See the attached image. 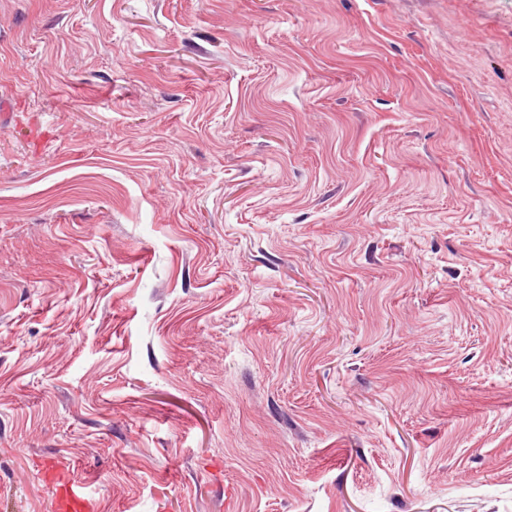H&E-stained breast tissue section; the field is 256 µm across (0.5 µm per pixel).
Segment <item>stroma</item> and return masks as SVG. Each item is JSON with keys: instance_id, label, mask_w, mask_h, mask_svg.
Segmentation results:
<instances>
[{"instance_id": "stroma-1", "label": "stroma", "mask_w": 512, "mask_h": 512, "mask_svg": "<svg viewBox=\"0 0 512 512\" xmlns=\"http://www.w3.org/2000/svg\"><path fill=\"white\" fill-rule=\"evenodd\" d=\"M0 512H512V0H0ZM54 507L56 512L94 511L93 499L86 485L74 480H68L56 486Z\"/></svg>"}]
</instances>
